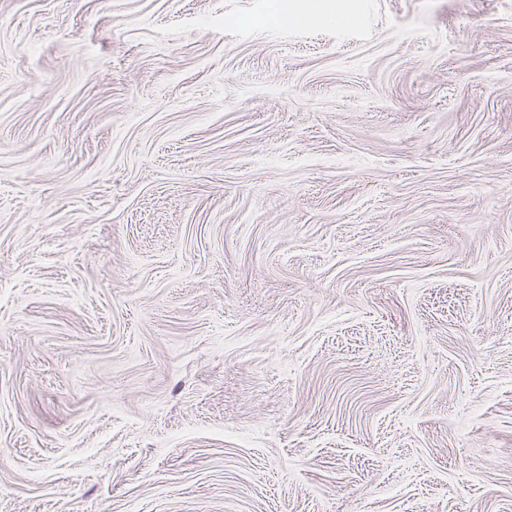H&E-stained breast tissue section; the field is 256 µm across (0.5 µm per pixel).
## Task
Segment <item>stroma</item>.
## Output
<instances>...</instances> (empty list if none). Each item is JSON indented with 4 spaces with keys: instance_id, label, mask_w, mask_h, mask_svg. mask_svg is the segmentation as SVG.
Masks as SVG:
<instances>
[{
    "instance_id": "stroma-1",
    "label": "stroma",
    "mask_w": 512,
    "mask_h": 512,
    "mask_svg": "<svg viewBox=\"0 0 512 512\" xmlns=\"http://www.w3.org/2000/svg\"><path fill=\"white\" fill-rule=\"evenodd\" d=\"M0 0V512H512V0Z\"/></svg>"
}]
</instances>
